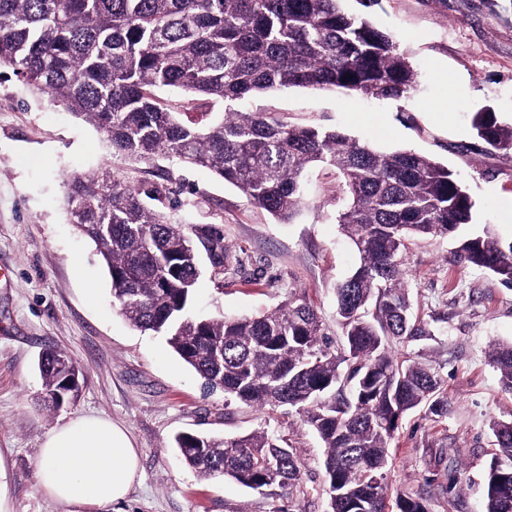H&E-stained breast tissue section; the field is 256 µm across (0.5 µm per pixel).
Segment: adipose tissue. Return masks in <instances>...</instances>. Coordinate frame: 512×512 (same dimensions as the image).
Instances as JSON below:
<instances>
[{
    "mask_svg": "<svg viewBox=\"0 0 512 512\" xmlns=\"http://www.w3.org/2000/svg\"><path fill=\"white\" fill-rule=\"evenodd\" d=\"M138 468V452L122 428L101 416H80L47 436L37 477L49 497L79 512H102L126 499Z\"/></svg>",
    "mask_w": 512,
    "mask_h": 512,
    "instance_id": "adipose-tissue-1",
    "label": "adipose tissue"
}]
</instances>
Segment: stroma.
<instances>
[{
  "label": "stroma",
  "mask_w": 512,
  "mask_h": 512,
  "mask_svg": "<svg viewBox=\"0 0 512 512\" xmlns=\"http://www.w3.org/2000/svg\"><path fill=\"white\" fill-rule=\"evenodd\" d=\"M349 13L391 35L417 74L410 98L375 100L292 87L246 102L292 125L343 131L371 147L413 150L448 166L474 203L478 227L512 239V154L479 140L478 112L512 126V0H341ZM109 169L132 186H164L173 220L216 224L242 262L214 276L203 266L195 314L249 316L292 292L338 331L335 288L360 256L336 222V174L309 175L305 207L279 224L233 185L207 171L112 154L103 134L0 68V512H70L38 486L39 450L56 427L100 415L124 428L139 454L128 497L109 512H326L325 448L298 415L227 398L158 336L133 328L112 302L94 245L71 224L66 176ZM455 242L429 237L405 255L412 311L435 336L393 344L435 371L448 412L404 417L393 443L388 493L425 499L429 512H484L491 421H512V393L490 364L491 343H512V289L489 272L451 265ZM95 281V296L86 284ZM48 349L81 368L79 395L47 406L37 368ZM273 428L303 459L292 498L224 478L202 480L172 441L181 432L241 435Z\"/></svg>",
  "instance_id": "35a3bbf8"
}]
</instances>
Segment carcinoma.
<instances>
[{
	"label": "carcinoma",
	"mask_w": 512,
	"mask_h": 512,
	"mask_svg": "<svg viewBox=\"0 0 512 512\" xmlns=\"http://www.w3.org/2000/svg\"><path fill=\"white\" fill-rule=\"evenodd\" d=\"M43 96L96 126L112 153L176 160L209 170L279 224L306 203L310 171L338 180L336 222L360 264L336 288L346 352L303 293L251 316L198 317L190 308L201 252L212 272L239 267L213 224L172 221L165 189L141 191L104 169L67 179L72 223L96 246L112 299L137 330L166 338L211 388L259 409L294 412L327 448V512H388L384 472L400 421L447 414L445 383L390 341L434 332L413 317L403 277L413 236L457 237L453 264L477 267L512 288V240L489 231L458 235L474 203L448 167L411 150L380 151L335 130L303 127L245 109L270 90H343L408 98L416 73L394 39L340 0H0V65ZM178 90L224 105L222 117L170 111L158 92ZM485 144L512 152V126L490 112L473 119ZM158 205L150 206L148 201ZM61 352L39 360L45 400L76 399L82 371ZM512 391V343L489 354ZM485 512H512V422L491 423ZM184 463L203 479L228 477L279 495L300 490L302 461L287 438L260 429L216 438L175 437ZM396 512H428L396 494Z\"/></svg>",
	"instance_id": "carcinoma-1"
}]
</instances>
